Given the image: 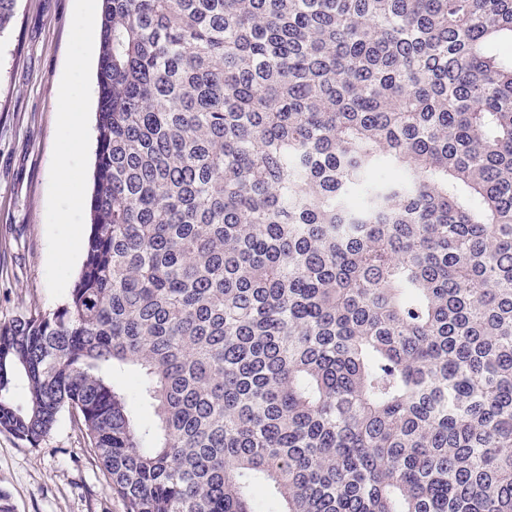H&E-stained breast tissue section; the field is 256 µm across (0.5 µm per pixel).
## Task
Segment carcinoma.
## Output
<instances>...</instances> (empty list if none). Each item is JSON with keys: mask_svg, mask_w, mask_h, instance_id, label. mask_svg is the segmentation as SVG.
<instances>
[{"mask_svg": "<svg viewBox=\"0 0 512 512\" xmlns=\"http://www.w3.org/2000/svg\"><path fill=\"white\" fill-rule=\"evenodd\" d=\"M505 42L512 0H101L85 260L0 327V429L74 409L126 512H512ZM114 381L120 384L123 388L126 389L128 394L129 403H131L141 414V416L148 420L150 418L151 411L150 409L144 405L141 400L137 389L133 384L132 373H118L113 375Z\"/></svg>", "mask_w": 512, "mask_h": 512, "instance_id": "cac0c4a2", "label": "carcinoma"}]
</instances>
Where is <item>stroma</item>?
I'll return each instance as SVG.
<instances>
[{
  "mask_svg": "<svg viewBox=\"0 0 512 512\" xmlns=\"http://www.w3.org/2000/svg\"><path fill=\"white\" fill-rule=\"evenodd\" d=\"M86 0H17L0 36V326L67 299L85 260L95 166L96 95L85 102V148L70 163L67 187L55 177L67 136L63 89L73 78L93 90L98 50L73 39L77 25L99 26ZM68 223H60L61 215ZM71 257L61 261L60 244ZM0 494L11 512H125L76 411H62L35 447L0 430Z\"/></svg>",
  "mask_w": 512,
  "mask_h": 512,
  "instance_id": "stroma-1",
  "label": "stroma"
}]
</instances>
